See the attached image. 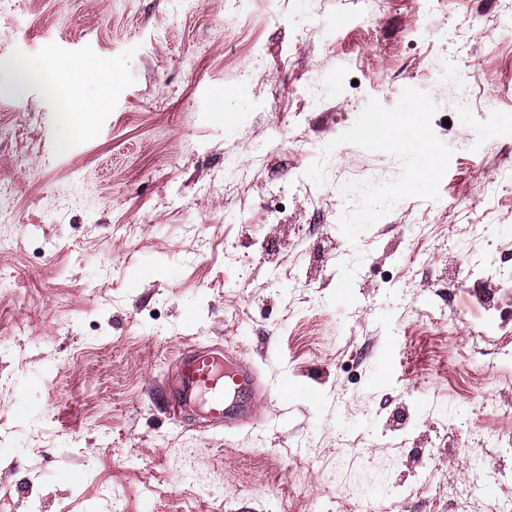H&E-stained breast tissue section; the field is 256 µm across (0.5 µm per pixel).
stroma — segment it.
Masks as SVG:
<instances>
[{
    "mask_svg": "<svg viewBox=\"0 0 512 512\" xmlns=\"http://www.w3.org/2000/svg\"><path fill=\"white\" fill-rule=\"evenodd\" d=\"M408 87L453 150L439 198L349 242L345 185L401 163L322 149ZM485 159L512 167V0H0V512H107L103 485L126 512H450L422 484L471 479L512 415V185ZM213 345L274 385L230 431L160 394Z\"/></svg>",
    "mask_w": 512,
    "mask_h": 512,
    "instance_id": "obj_1",
    "label": "stroma"
}]
</instances>
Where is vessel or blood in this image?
I'll return each instance as SVG.
<instances>
[{
    "label": "vessel or blood",
    "instance_id": "obj_1",
    "mask_svg": "<svg viewBox=\"0 0 512 512\" xmlns=\"http://www.w3.org/2000/svg\"><path fill=\"white\" fill-rule=\"evenodd\" d=\"M174 361L177 383L169 389L174 405L200 408L216 428L251 423L254 402L268 386L240 351L193 346L179 350Z\"/></svg>",
    "mask_w": 512,
    "mask_h": 512
}]
</instances>
